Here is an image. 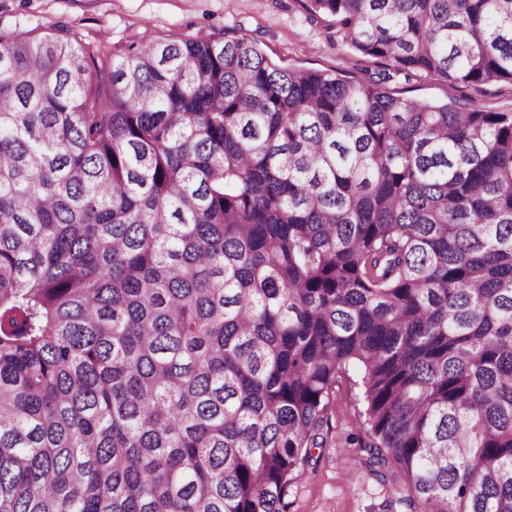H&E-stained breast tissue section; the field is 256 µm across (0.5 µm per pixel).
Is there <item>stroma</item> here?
Masks as SVG:
<instances>
[{
    "label": "stroma",
    "mask_w": 512,
    "mask_h": 512,
    "mask_svg": "<svg viewBox=\"0 0 512 512\" xmlns=\"http://www.w3.org/2000/svg\"><path fill=\"white\" fill-rule=\"evenodd\" d=\"M61 25L99 62L145 35L208 37L241 27L283 66L351 74L383 66L331 37L325 24L310 21L297 0H0L1 39L19 31L42 36ZM391 90L407 99H472L492 111H512L508 83L476 90L424 75ZM365 429L361 375L349 368L329 391L327 421L309 462L288 487L287 512H403L392 484L382 483L365 465L360 444Z\"/></svg>",
    "instance_id": "1"
}]
</instances>
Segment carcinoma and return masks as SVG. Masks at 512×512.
<instances>
[{
	"mask_svg": "<svg viewBox=\"0 0 512 512\" xmlns=\"http://www.w3.org/2000/svg\"><path fill=\"white\" fill-rule=\"evenodd\" d=\"M247 34L0 42V512H285L339 371L410 512H512V0H299ZM396 96L425 102L465 101L470 98L492 111H512V85L500 83L496 86L476 90L452 86L432 75L423 74L410 83L391 86Z\"/></svg>",
	"mask_w": 512,
	"mask_h": 512,
	"instance_id": "carcinoma-1",
	"label": "carcinoma"
}]
</instances>
